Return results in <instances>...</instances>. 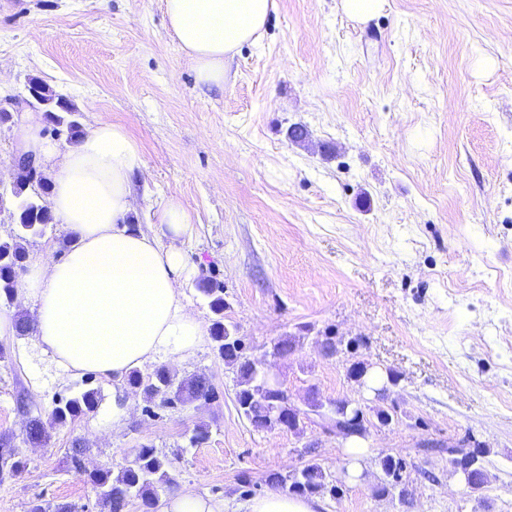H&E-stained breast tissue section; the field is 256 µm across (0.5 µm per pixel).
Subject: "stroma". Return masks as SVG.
Segmentation results:
<instances>
[{"instance_id": "obj_1", "label": "stroma", "mask_w": 512, "mask_h": 512, "mask_svg": "<svg viewBox=\"0 0 512 512\" xmlns=\"http://www.w3.org/2000/svg\"><path fill=\"white\" fill-rule=\"evenodd\" d=\"M275 2L223 87L206 88L162 0H0V106H24L36 78L83 127L123 125L145 164L131 223L152 228L171 200L194 215L178 242L199 267L182 284L189 309L211 325L196 283L223 282L225 323L299 406L311 390L325 403L364 397L351 361L395 373L396 423L371 429L361 479L342 476L346 447L318 416L298 436L240 414L236 375L208 340L168 367L205 373L217 400L161 408L130 388L118 412L99 378L97 409L34 447L17 394L47 415L82 378L5 336L0 437L27 467L0 478V512L36 500L101 512L90 472L120 468L144 444L171 457L178 488L227 512L312 457L344 483L340 497L321 494L322 512H512V0H387L365 24L341 0ZM297 124L309 131L301 143L288 138ZM327 331L352 351L321 356ZM285 336L294 353L273 356ZM202 423L208 439L189 447ZM469 434L488 450L477 491L448 468V446ZM382 452L406 463L402 494L376 492Z\"/></svg>"}]
</instances>
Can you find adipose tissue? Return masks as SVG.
I'll return each mask as SVG.
<instances>
[{"instance_id": "obj_1", "label": "adipose tissue", "mask_w": 512, "mask_h": 512, "mask_svg": "<svg viewBox=\"0 0 512 512\" xmlns=\"http://www.w3.org/2000/svg\"><path fill=\"white\" fill-rule=\"evenodd\" d=\"M168 29L204 85L224 82L226 58L263 32L275 0H162ZM38 112L25 113L23 152L54 170L50 209L72 244L63 258L29 260L20 295L33 304L32 348L63 372H89L112 381L116 407L126 379L159 358L181 361L204 341L202 322L180 290L190 272L173 240L190 235L191 211L171 201L158 213L159 231L128 224L132 177L144 168L125 127L100 122L66 151L40 134ZM317 498L270 490L245 512H321Z\"/></svg>"}]
</instances>
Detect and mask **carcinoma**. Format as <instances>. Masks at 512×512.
<instances>
[{"instance_id": "1", "label": "carcinoma", "mask_w": 512, "mask_h": 512, "mask_svg": "<svg viewBox=\"0 0 512 512\" xmlns=\"http://www.w3.org/2000/svg\"><path fill=\"white\" fill-rule=\"evenodd\" d=\"M43 100L50 102V112L46 119L53 125L66 128L68 138L77 140L83 133L77 119L78 111L67 100L50 91L44 84L34 82ZM33 195L26 194L28 185L17 187L13 195L16 208L12 224L15 229L7 238L0 239V301L11 303L17 293V270L24 266L27 259L25 242L27 237L43 234L52 223L53 217L48 205L40 198L49 194L50 180L41 175L35 181ZM198 290L206 298L213 314L210 326V338L213 349L224 363L236 370V403L239 411L257 429L278 427L288 431L300 429L303 417L298 413L282 407L284 417L278 423L268 422L269 408L280 401V396L272 387L263 385L261 375L257 374L243 354L242 340L234 335L228 325L224 324V284L213 279L199 283ZM127 384L140 391L144 398L160 401L167 405L174 401L181 404L188 402H209L217 398V391L206 375L197 374L190 380L174 379L163 366L154 368L149 373L138 370L130 372ZM101 401L98 388L81 389L67 400L55 403L49 419H44L40 409L29 411L25 426L24 442L30 445H43L50 439L48 427L52 424H65L95 410ZM389 412L382 406L369 409V417L354 420L348 417H336L333 426L351 434L353 438L364 439L370 428L382 423ZM486 448L476 445L472 448H450L448 459L453 467L470 472L472 488L482 486L481 469L485 468ZM168 456L152 445H142L133 449V458L118 473L112 468H99L90 473V480L99 489V504L103 512H125L134 500L142 502L144 512H153L161 497L169 496L176 490L177 484L168 468ZM378 465L385 476L393 478L391 483H382L378 493L388 495L396 487L405 467L402 459L391 454L381 453ZM26 468V460L18 456L17 449L9 445V440H0V475L17 476ZM267 480L288 489L291 494L315 496L329 491L339 496L343 490L336 485L328 486L326 475L321 465L310 461L299 471L285 477L271 473Z\"/></svg>"}]
</instances>
